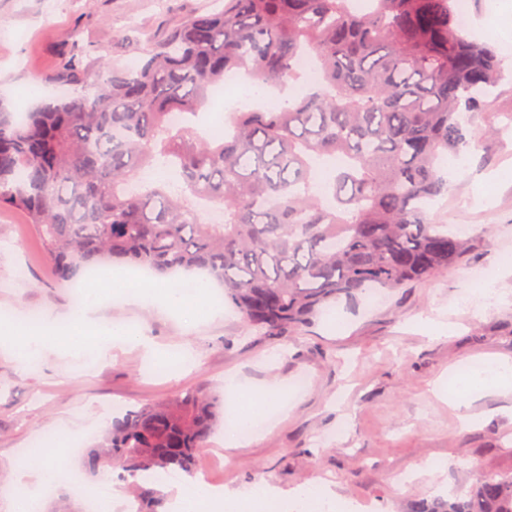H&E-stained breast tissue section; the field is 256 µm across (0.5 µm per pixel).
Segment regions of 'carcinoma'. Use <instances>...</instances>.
Returning <instances> with one entry per match:
<instances>
[{
  "instance_id": "cac0c4a2",
  "label": "carcinoma",
  "mask_w": 512,
  "mask_h": 512,
  "mask_svg": "<svg viewBox=\"0 0 512 512\" xmlns=\"http://www.w3.org/2000/svg\"><path fill=\"white\" fill-rule=\"evenodd\" d=\"M457 0H224L193 14L142 61L86 75L71 62L50 77L68 93L24 115L0 110V207L23 210L56 278L124 262L160 276L210 278L249 324L277 339L325 304L371 288L431 280L473 245L436 224L448 192L442 162L489 145L485 99L504 77L495 47L467 37ZM308 53L317 82L276 112L241 110L213 141L169 126L195 114L224 74L253 86L301 79ZM160 163L188 193L159 180L125 185ZM214 203L207 224L193 199ZM224 399L186 392L122 412L82 467L119 469L129 495L169 512L148 472L194 473L225 422ZM431 512H512V476L485 477L469 500Z\"/></svg>"
}]
</instances>
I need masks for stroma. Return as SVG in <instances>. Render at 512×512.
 Segmentation results:
<instances>
[{
  "instance_id": "obj_1",
  "label": "stroma",
  "mask_w": 512,
  "mask_h": 512,
  "mask_svg": "<svg viewBox=\"0 0 512 512\" xmlns=\"http://www.w3.org/2000/svg\"><path fill=\"white\" fill-rule=\"evenodd\" d=\"M475 38L494 44L505 78L486 103L497 134L489 149L447 169L449 188L434 215L493 230L495 246L476 245L462 265L423 283L340 298L307 323L272 339L232 306L198 322L128 296L107 300L101 315L137 327L163 347H184L188 361L158 371L138 349L74 360L51 351L21 362L0 349V512L18 493L15 464L34 437L80 457L96 445L107 417L187 390L223 393L229 377L282 396L286 413L250 446L229 452L209 443L198 458L225 490L268 483L287 491L322 480L357 512H430L438 486L460 499L486 476H512V393L489 392L475 423L437 398L435 381L478 354L512 357V0H466ZM216 0H0V104L23 113L50 100L49 78L79 61L133 64L132 41H162L182 18L216 9ZM495 296L480 299V278ZM76 285L54 275L25 215L0 208V320L69 324L80 313ZM447 323L428 335L418 316Z\"/></svg>"
}]
</instances>
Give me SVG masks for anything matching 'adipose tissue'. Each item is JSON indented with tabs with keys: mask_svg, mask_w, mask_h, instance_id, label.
I'll return each instance as SVG.
<instances>
[{
	"mask_svg": "<svg viewBox=\"0 0 512 512\" xmlns=\"http://www.w3.org/2000/svg\"><path fill=\"white\" fill-rule=\"evenodd\" d=\"M197 286L198 295L188 298L173 288L169 279L138 282L128 279L122 272L112 271L94 287L86 289L82 314L68 330H60L56 320L48 317L34 324L1 323L0 342L8 344L23 360L39 357L49 349H60L74 357L95 350L104 357L114 345H133L142 347L153 363L174 366L184 360V351L159 349L143 331L112 327L99 322L96 313L105 295L130 292L140 301L157 300L175 312H189L204 320L220 315V307L210 299L213 283L201 278ZM492 387L504 392L512 391V359L486 357L473 364L462 387L449 394L448 402L458 411L463 422H472V403L481 397L483 389ZM238 400V411L224 433V445L228 448H239L254 440L256 424L275 405L270 395L250 391L243 386L238 389ZM34 457L35 467L20 465L16 468L19 493L13 502L12 512H46L42 491L59 485L61 473L68 463L66 457H52L39 450L35 451ZM168 493L172 512H201L205 506L210 507L211 512H336L338 506L335 493L322 482L301 485L287 493L267 483L230 493L200 482L188 488L169 487Z\"/></svg>",
	"mask_w": 512,
	"mask_h": 512,
	"instance_id": "1",
	"label": "adipose tissue"
}]
</instances>
